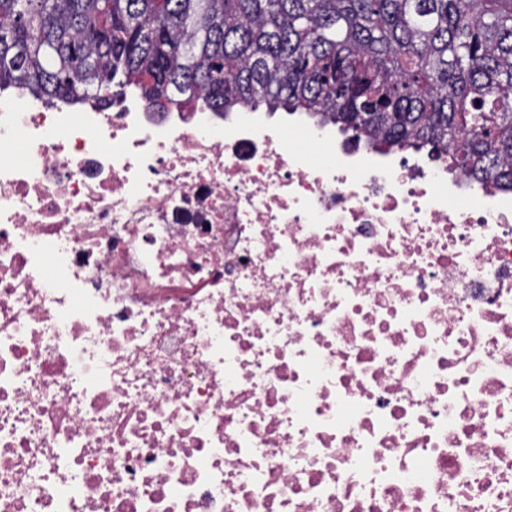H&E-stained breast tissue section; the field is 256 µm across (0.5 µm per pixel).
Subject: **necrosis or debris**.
Masks as SVG:
<instances>
[{
	"label": "necrosis or debris",
	"instance_id": "1",
	"mask_svg": "<svg viewBox=\"0 0 512 512\" xmlns=\"http://www.w3.org/2000/svg\"><path fill=\"white\" fill-rule=\"evenodd\" d=\"M0 512H512V192L0 93Z\"/></svg>",
	"mask_w": 512,
	"mask_h": 512
}]
</instances>
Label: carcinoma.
Here are the masks:
<instances>
[{"mask_svg": "<svg viewBox=\"0 0 512 512\" xmlns=\"http://www.w3.org/2000/svg\"><path fill=\"white\" fill-rule=\"evenodd\" d=\"M266 108L512 192V0H0V90Z\"/></svg>", "mask_w": 512, "mask_h": 512, "instance_id": "carcinoma-1", "label": "carcinoma"}]
</instances>
